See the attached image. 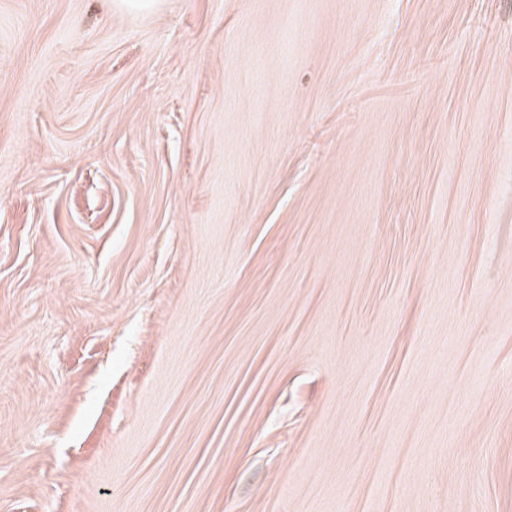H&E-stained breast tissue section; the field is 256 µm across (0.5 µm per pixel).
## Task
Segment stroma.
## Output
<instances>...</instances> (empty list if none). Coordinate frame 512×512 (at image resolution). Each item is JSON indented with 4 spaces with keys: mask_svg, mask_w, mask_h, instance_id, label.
Returning <instances> with one entry per match:
<instances>
[{
    "mask_svg": "<svg viewBox=\"0 0 512 512\" xmlns=\"http://www.w3.org/2000/svg\"><path fill=\"white\" fill-rule=\"evenodd\" d=\"M0 512H512V0H0Z\"/></svg>",
    "mask_w": 512,
    "mask_h": 512,
    "instance_id": "obj_1",
    "label": "stroma"
}]
</instances>
